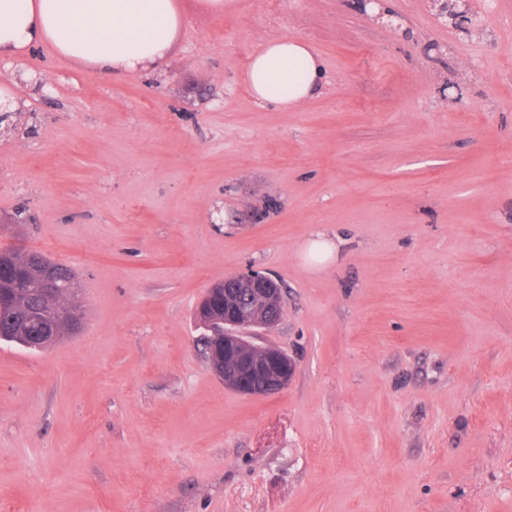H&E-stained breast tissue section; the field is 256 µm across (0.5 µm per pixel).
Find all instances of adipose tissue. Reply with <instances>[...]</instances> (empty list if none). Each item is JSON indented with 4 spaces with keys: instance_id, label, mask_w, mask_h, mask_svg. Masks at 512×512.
Instances as JSON below:
<instances>
[{
    "instance_id": "ef3b65f1",
    "label": "adipose tissue",
    "mask_w": 512,
    "mask_h": 512,
    "mask_svg": "<svg viewBox=\"0 0 512 512\" xmlns=\"http://www.w3.org/2000/svg\"><path fill=\"white\" fill-rule=\"evenodd\" d=\"M184 23L176 0H0V59L47 44L97 73L129 75L163 63ZM253 96L295 107L322 85L318 58L279 38L247 69Z\"/></svg>"
}]
</instances>
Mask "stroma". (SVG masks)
<instances>
[{
	"mask_svg": "<svg viewBox=\"0 0 512 512\" xmlns=\"http://www.w3.org/2000/svg\"><path fill=\"white\" fill-rule=\"evenodd\" d=\"M178 0L156 69L0 61V248L71 266L76 333L0 343V512H512V0ZM294 37L283 109L245 74ZM333 259L311 263V231ZM257 270L281 392L216 377L194 317ZM247 81L258 101L295 107L318 92L322 85V68L303 42L296 38H279L252 57Z\"/></svg>",
	"mask_w": 512,
	"mask_h": 512,
	"instance_id": "35a3bbf8",
	"label": "stroma"
}]
</instances>
